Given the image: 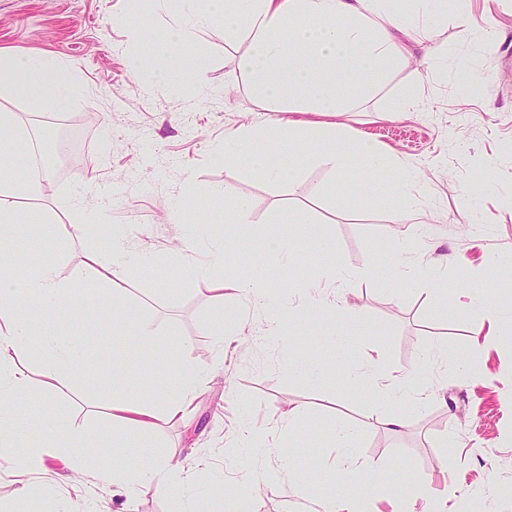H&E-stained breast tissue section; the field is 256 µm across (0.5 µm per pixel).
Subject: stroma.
<instances>
[{"label":"stroma","mask_w":512,"mask_h":512,"mask_svg":"<svg viewBox=\"0 0 512 512\" xmlns=\"http://www.w3.org/2000/svg\"><path fill=\"white\" fill-rule=\"evenodd\" d=\"M465 10L470 37L461 36L455 21L442 22L441 55L411 46L376 94L353 100L349 111L333 118L386 155L417 166L423 194L414 217L388 194L367 191L356 160L339 172L302 155L295 159L296 176L269 181L249 171L243 152L236 175L228 176L214 146L228 131L279 114L253 95L239 68L247 42L225 40L222 26L199 34L212 93L197 99L151 83L133 68L138 46L130 27L158 31L165 17L128 18L127 0H0V50L66 63L79 90L56 113L78 120L86 144L41 198L19 201L23 215L50 222L40 243L19 242V252L58 256L63 276L86 279L89 253L106 244L83 235L78 224L82 213L108 201L113 223L127 228L137 250L164 261L120 285L152 329L129 359L127 377L112 375V361L126 347L105 324L87 335L70 321L50 323L51 331L82 349L79 378H62L51 397L42 393L44 365L37 355L18 360L30 380V402L15 416L18 450L35 446L52 419L88 429L104 423V397L112 389L167 383L168 344L176 340L197 366L212 367L219 353L224 366L214 369L189 417L157 421L128 462L158 454L199 464L194 491L209 499L213 512L220 507L212 495L214 478L234 486L245 467L281 472L277 484L254 493L251 512H323L331 496L345 491L331 438L337 425L357 433L352 452L363 464L358 488H385L372 502L373 512H428L429 491L460 488L467 498H449L447 512H512V325L489 324L477 306L482 296L512 305V0H466ZM408 83L419 86L423 111L390 113ZM228 187L249 203L247 223L232 228L224 222ZM185 194L199 200L202 214L180 223L169 209ZM299 213L319 235L309 243L292 302L315 304V294L303 285L315 277L319 255L334 257L352 273L344 298L357 339L329 348L324 337L307 336L288 353L260 342L265 312L275 311L282 299L276 284L289 272L241 252L226 276L263 280L272 290L263 311L225 298V307L239 314L242 333L217 341L210 329L213 302L168 261L170 247L193 236L200 261L228 234L246 240L294 231ZM418 221L426 228L422 261L445 272L442 304L418 291L410 263L388 250L396 234ZM456 257L463 266L453 265ZM376 354L393 368L422 366L439 395L408 413L397 432L375 420V394L349 379L351 367ZM293 405L302 407L305 418L290 436L279 418ZM252 409L271 433L269 447L225 458V443ZM287 445L292 459L285 470L280 452ZM86 453L93 472L77 479L63 463L50 464L38 477L47 487L43 494L0 473V512H43L49 497L76 510L88 504L94 512H173V503L154 493L117 496L96 479L95 470L105 469L104 458L112 453L107 443L90 442Z\"/></svg>","instance_id":"35a3bbf8"}]
</instances>
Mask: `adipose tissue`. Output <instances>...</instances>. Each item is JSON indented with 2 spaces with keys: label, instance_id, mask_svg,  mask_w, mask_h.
Masks as SVG:
<instances>
[{
  "label": "adipose tissue",
  "instance_id": "ef3b65f1",
  "mask_svg": "<svg viewBox=\"0 0 512 512\" xmlns=\"http://www.w3.org/2000/svg\"><path fill=\"white\" fill-rule=\"evenodd\" d=\"M131 13L162 11L170 17L162 33L136 30L143 43L138 67H152L157 83L177 92H204L202 75L206 58L194 50L198 33L214 24L222 25L227 39L244 38L250 48L241 65L254 93L281 112L337 114L347 111L356 95H367L372 85L357 83V75L384 77L397 61L402 39L424 34L436 41L437 20L454 15L465 24L462 0H128ZM20 85L26 90L27 106L33 112H49L78 90L63 63L39 55L0 53V89ZM227 140L224 163L234 167L236 146L256 142L260 148L250 157V169L266 179H278L293 171L292 156L310 153L335 170L358 160L370 174L395 166L375 143L337 124L291 122L276 128L243 127ZM35 136L17 113L0 109V408L19 407L28 401L29 382L14 368L17 359L38 352L45 366L42 389L52 393L62 376L77 366L76 344L45 336L40 325L65 317L77 319L87 330L109 324L117 336H142L133 312L119 284L132 266L151 267L153 256L134 253L121 225H81V232L106 240V250L90 253L95 281L77 284L63 277L57 262L42 261L32 272L16 273L15 240L43 237L44 221L23 216L17 204L40 198L49 173L22 177L10 167L21 151L32 150ZM307 239L291 235L261 236L253 245L259 258L273 262L297 261L307 252ZM194 239L181 240L173 252L186 265L195 284L209 292L215 302L211 332L223 336L227 325L237 324L238 313L224 307L225 293L246 300L260 298L253 283L225 276L230 261L228 244L210 254L206 266L193 265ZM323 272L316 285L319 304L307 318L289 304L281 305L266 318V334L273 341L288 344L296 331L326 329L330 335H349L350 310L341 291L350 279L335 260L322 262ZM92 310H85L86 301ZM169 382L166 387L143 392H113L110 399L112 427L96 436L108 440L112 462L100 473L102 482L120 494L146 488L177 503L178 512H209L206 504L189 501L187 488L195 471L172 465L164 456L150 457L142 465L126 462L130 449L163 417H185L198 396L206 376L204 369L190 363L179 342H172L167 355ZM355 384L377 392L380 408L376 420L390 431L403 424L399 406L425 401L423 373L418 369L392 374L377 361L355 370ZM15 426L0 412V473L16 482L31 485L34 474L45 470L48 460L62 462L75 473L90 470L84 448L94 434L65 423L50 424L37 446L25 454L14 452Z\"/></svg>",
  "mask_w": 512,
  "mask_h": 512
}]
</instances>
